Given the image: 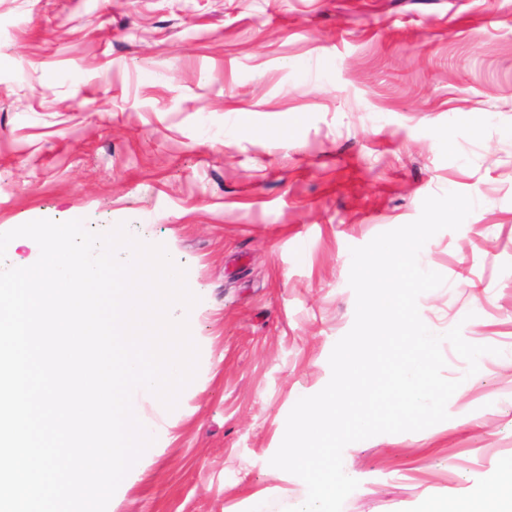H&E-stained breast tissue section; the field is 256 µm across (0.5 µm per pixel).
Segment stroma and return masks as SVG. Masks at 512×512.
Here are the masks:
<instances>
[{"label":"stroma","mask_w":512,"mask_h":512,"mask_svg":"<svg viewBox=\"0 0 512 512\" xmlns=\"http://www.w3.org/2000/svg\"><path fill=\"white\" fill-rule=\"evenodd\" d=\"M457 192L419 253L434 333L489 347L448 420L351 443L342 512L499 505L512 485V0H0V232L125 224L198 303L195 379L142 416L107 512H286L270 460L355 320L350 250Z\"/></svg>","instance_id":"obj_1"}]
</instances>
